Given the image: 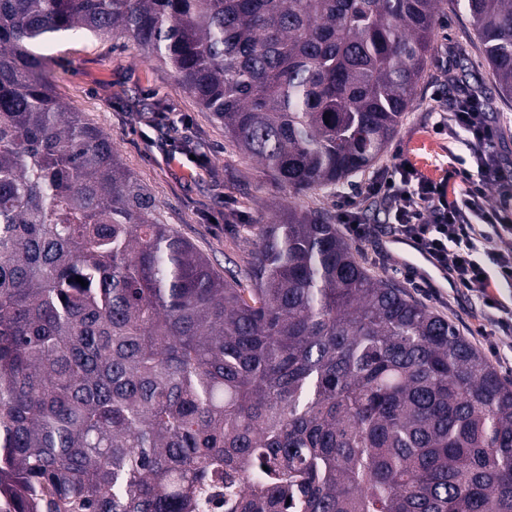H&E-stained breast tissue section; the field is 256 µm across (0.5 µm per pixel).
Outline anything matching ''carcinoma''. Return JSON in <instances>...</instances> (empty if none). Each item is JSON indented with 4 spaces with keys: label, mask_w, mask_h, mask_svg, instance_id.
Returning <instances> with one entry per match:
<instances>
[{
    "label": "carcinoma",
    "mask_w": 512,
    "mask_h": 512,
    "mask_svg": "<svg viewBox=\"0 0 512 512\" xmlns=\"http://www.w3.org/2000/svg\"><path fill=\"white\" fill-rule=\"evenodd\" d=\"M445 0H0V498L15 512H512V381L287 199L372 166ZM512 100V0H454ZM131 39L285 192L223 274L47 83ZM88 282L83 287L75 277ZM246 280L250 287L241 286ZM205 507L199 512L224 511V473L208 482L205 487Z\"/></svg>",
    "instance_id": "carcinoma-1"
}]
</instances>
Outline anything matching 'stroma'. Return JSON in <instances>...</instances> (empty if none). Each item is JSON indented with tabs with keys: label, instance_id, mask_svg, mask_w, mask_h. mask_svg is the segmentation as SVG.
Listing matches in <instances>:
<instances>
[{
	"label": "stroma",
	"instance_id": "35a3bbf8",
	"mask_svg": "<svg viewBox=\"0 0 512 512\" xmlns=\"http://www.w3.org/2000/svg\"><path fill=\"white\" fill-rule=\"evenodd\" d=\"M44 75L71 111L79 112L107 133L124 166L153 194L156 217L171 225L209 258L216 269L242 262L260 224L278 220L269 202L281 191L273 177L245 156L223 128L196 104L167 68L148 62L140 49L121 36H56L45 49ZM478 91L498 128L493 152L512 172V101L497 93L468 15L444 5L433 36L432 58L416 91L413 106L377 167L396 153L409 156L426 174L441 178L468 157L463 139L436 134L440 110L452 107L460 87ZM191 140L195 160L175 152L171 138ZM370 172L334 189L296 197L299 207L335 210L346 196H356L357 213L377 225L374 236L354 247L365 266L393 279L415 299L451 322L506 380H512V333L484 338L477 328L484 315L470 295L456 293L443 279L430 277L416 288V275L402 262L384 232L382 204L361 195Z\"/></svg>",
	"mask_w": 512,
	"mask_h": 512
}]
</instances>
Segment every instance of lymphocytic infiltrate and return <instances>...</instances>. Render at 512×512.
Returning a JSON list of instances; mask_svg holds the SVG:
<instances>
[{
  "instance_id": "1",
  "label": "lymphocytic infiltrate",
  "mask_w": 512,
  "mask_h": 512,
  "mask_svg": "<svg viewBox=\"0 0 512 512\" xmlns=\"http://www.w3.org/2000/svg\"><path fill=\"white\" fill-rule=\"evenodd\" d=\"M469 135L475 169L459 167L449 178L463 185L458 196L448 194L449 179H434L410 168L409 158L396 155L391 169L372 177L366 194L384 203L393 222L392 239L411 243L436 266L448 271L460 291L475 293L480 308L500 309L492 293L498 282L512 284V225L485 204L486 188L506 182L488 149L497 136L478 97L466 93L455 100L437 133Z\"/></svg>"
}]
</instances>
